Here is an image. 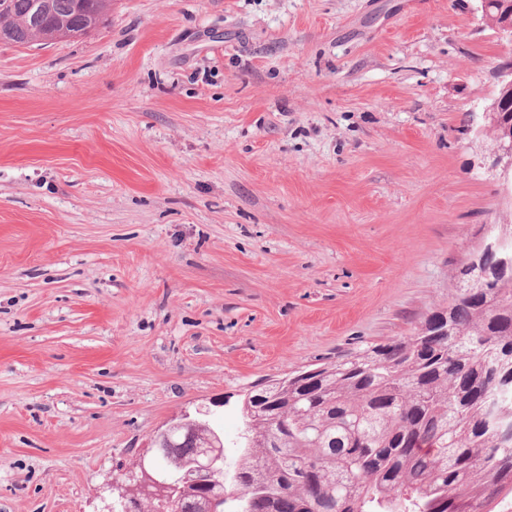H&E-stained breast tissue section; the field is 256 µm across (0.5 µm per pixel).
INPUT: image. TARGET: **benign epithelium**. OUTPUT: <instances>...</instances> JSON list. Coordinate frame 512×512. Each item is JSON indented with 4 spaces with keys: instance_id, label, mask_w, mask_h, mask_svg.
Returning <instances> with one entry per match:
<instances>
[{
    "instance_id": "obj_1",
    "label": "benign epithelium",
    "mask_w": 512,
    "mask_h": 512,
    "mask_svg": "<svg viewBox=\"0 0 512 512\" xmlns=\"http://www.w3.org/2000/svg\"><path fill=\"white\" fill-rule=\"evenodd\" d=\"M483 20L501 37L512 44V11L491 14L488 0H479ZM497 93L486 112L483 122L471 120L470 131L479 141L489 131L498 137L497 146L488 155V170L503 179L512 174V125L504 122L503 113L512 110V61L497 67ZM508 241L504 234L495 235L487 231L476 251L469 257V264L479 274L498 262L497 253L506 249ZM198 417L187 416L156 432L154 438L168 439L175 432L184 430L186 436L201 437L204 443L194 456L174 463L175 470L160 469L151 458L141 457L129 469L130 484L111 499L105 512H157V507L169 501H177L179 512H218L217 506L224 500V448L219 433L211 428L205 417L209 410L198 408ZM199 486L205 490L203 498L188 500V486Z\"/></svg>"
}]
</instances>
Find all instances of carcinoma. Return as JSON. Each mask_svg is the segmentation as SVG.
<instances>
[{
	"label": "carcinoma",
	"instance_id": "carcinoma-1",
	"mask_svg": "<svg viewBox=\"0 0 512 512\" xmlns=\"http://www.w3.org/2000/svg\"><path fill=\"white\" fill-rule=\"evenodd\" d=\"M0 0L10 44L78 38L112 0ZM448 305L409 336L316 375L265 381L241 405L233 464L251 512H505L512 502V267L466 266Z\"/></svg>",
	"mask_w": 512,
	"mask_h": 512
}]
</instances>
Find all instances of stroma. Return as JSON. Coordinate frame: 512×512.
I'll list each match as a JSON object with an SVG mask.
<instances>
[{"mask_svg":"<svg viewBox=\"0 0 512 512\" xmlns=\"http://www.w3.org/2000/svg\"><path fill=\"white\" fill-rule=\"evenodd\" d=\"M476 0H112L0 43V512H103L157 430L410 335L512 195ZM497 93L493 97L486 112L482 113L483 122L476 121L472 117L470 132H473L474 140L479 141L485 133L495 131L498 137L497 146L488 157L489 171L496 172L500 178L508 179L512 173V128L503 120V112H511L512 106V61L501 63L497 67Z\"/></svg>","mask_w":512,"mask_h":512,"instance_id":"obj_1","label":"stroma"}]
</instances>
